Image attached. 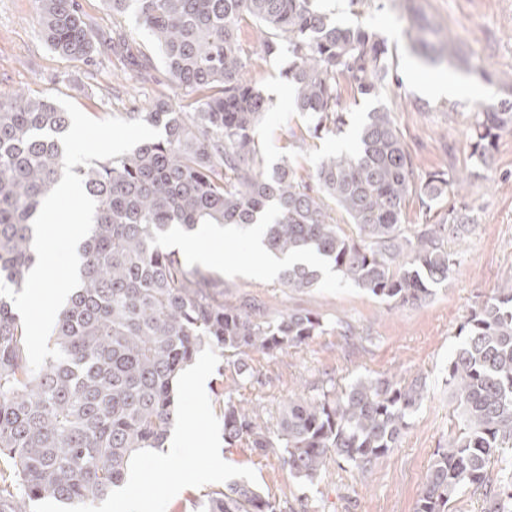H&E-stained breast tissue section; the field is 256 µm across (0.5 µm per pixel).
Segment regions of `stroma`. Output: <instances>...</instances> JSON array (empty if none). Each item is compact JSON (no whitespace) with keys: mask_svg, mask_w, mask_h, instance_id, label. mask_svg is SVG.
Instances as JSON below:
<instances>
[{"mask_svg":"<svg viewBox=\"0 0 512 512\" xmlns=\"http://www.w3.org/2000/svg\"><path fill=\"white\" fill-rule=\"evenodd\" d=\"M77 2L95 39L103 43L88 63L60 56L48 46L38 0H0V100L21 91L37 98L57 95L101 120L124 117L133 104L173 96L163 63L133 15L113 13L106 0ZM328 14L342 26L360 21L371 27L390 50L393 78L377 98L352 106L343 132L303 143L299 137L307 121L294 112L292 90L282 76L287 57L260 62L251 77L276 105L257 128L265 163L291 159L298 176L308 177L321 156L353 149L354 132L366 112L376 107L395 112L419 172L452 167L469 177L463 201L475 222L469 237L451 246L452 274L427 302L397 307L336 275L309 290L285 288L279 279L252 274L244 235L212 240L224 262L210 272L223 283L225 301L251 304L272 317L291 309L317 312L328 324L326 333L273 356L250 353L247 362L259 379L254 386L233 385V366L202 349L194 363L206 372L205 389L185 379L179 382L180 415L193 421L191 437L173 451L175 464L189 476L184 490L169 494L156 476L161 454L148 450L136 469L140 476L153 475L150 488L130 481L116 497L73 507L72 512H124L125 504L133 501L144 512H201L197 502L215 484L197 480L196 474L207 468L214 452L224 458L225 479L250 481L275 497L283 512L299 506L306 512H415L437 451L458 432L461 420L447 378L448 360L463 342L460 327L480 303L512 287V134L501 135L487 165H476L471 155L473 113L497 101L504 86H512V0H402L398 6L391 0H367L358 15L349 0H340ZM421 26L429 28L430 41H455L454 65H433L415 53L412 41ZM120 35L133 53L149 58L148 75H140L125 56L106 47V40ZM414 65L423 75L459 82L464 92L452 98L420 93L408 79ZM347 327L353 332L349 340L342 335ZM364 376L403 383L421 376L427 382L398 448L367 471L332 462L314 484H302L289 475L279 451L262 455L224 443L217 386L272 426L289 397L336 393Z\"/></svg>","mask_w":512,"mask_h":512,"instance_id":"1","label":"stroma"}]
</instances>
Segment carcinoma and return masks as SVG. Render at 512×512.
Segmentation results:
<instances>
[{
    "instance_id": "1",
    "label": "carcinoma",
    "mask_w": 512,
    "mask_h": 512,
    "mask_svg": "<svg viewBox=\"0 0 512 512\" xmlns=\"http://www.w3.org/2000/svg\"><path fill=\"white\" fill-rule=\"evenodd\" d=\"M48 45L68 57L99 51L77 0H38ZM133 13L149 32L169 80L188 110L156 99L129 112L163 129L157 139L73 172L95 201L93 227L80 247V286L61 308L53 348L64 358L29 365L22 319L0 296V512H34L43 501L84 504L124 486L137 456L162 450L179 420L181 372L207 347L231 361L238 382L253 378L242 357L300 346L327 331L322 317L291 310L275 318L224 302L222 284L165 246L172 228L250 226L277 256H297L282 284L316 287L330 266L343 280L398 306L418 305L448 281L446 244L474 223L466 205L448 206L431 224L405 223L413 196L424 215L462 180L453 170L418 172L395 113L374 108L352 152L319 160L309 180L283 159L268 168L256 128L273 110L248 77L241 27L264 37L265 60L283 54V76L306 131L319 138L345 124L353 98L379 95L389 76L388 48L365 24L343 27L312 0H108ZM418 42L451 60L456 46ZM71 121L54 102L17 94L0 102V281L21 292L37 257L33 221L63 174L60 136ZM472 154L487 164L495 141L512 132V90L475 113ZM351 224L356 236L343 225ZM464 341L448 364V389L460 432L438 451L416 512H449L465 486L486 488L484 512H512V459L496 458L512 442V289L485 300L461 327ZM426 382L402 385L364 377L329 397L297 396L275 428L216 393L224 443L262 454L277 448L288 473L312 483L331 459L365 470L398 447L423 399ZM497 464V479L488 478ZM203 512H281L246 480L203 494Z\"/></svg>"
}]
</instances>
